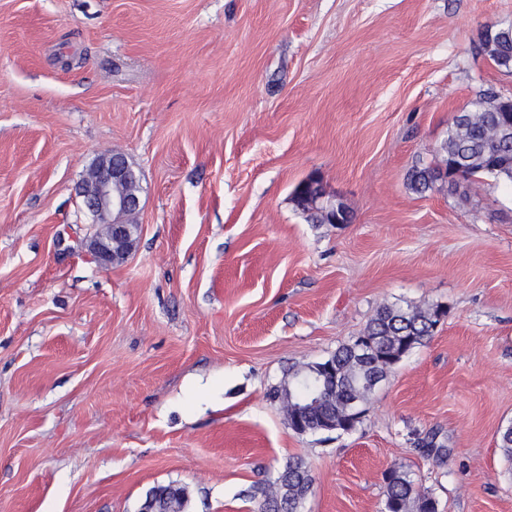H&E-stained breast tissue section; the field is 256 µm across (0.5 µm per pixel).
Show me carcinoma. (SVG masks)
Masks as SVG:
<instances>
[{"instance_id":"carcinoma-1","label":"carcinoma","mask_w":512,"mask_h":512,"mask_svg":"<svg viewBox=\"0 0 512 512\" xmlns=\"http://www.w3.org/2000/svg\"><path fill=\"white\" fill-rule=\"evenodd\" d=\"M492 38L497 50L491 59L497 66L511 70L512 23L493 26ZM494 95L492 89L478 93L469 104L467 129L449 130L448 139L441 145L439 154L458 158L459 173L464 178L485 175L512 185V137L494 134L499 125L512 122V115L485 107ZM441 172L439 161L434 164L416 161L410 170V188L419 194L433 190L440 181ZM438 308L437 304L380 307L361 335L368 350L366 358L354 356V340L340 345L332 354L336 359L338 384L336 389L327 390L311 407L310 422L332 419L339 422L353 406L367 408L375 393L368 386L370 377L385 378V370L399 361V358L385 354L382 347H395L400 336L411 337L414 349L423 345L433 335V327L438 323ZM317 367L319 363L312 362L289 368L281 385L271 390L270 399L276 402L283 395L307 399L316 388L314 373ZM384 482L386 512H437L436 499L420 491L408 471L393 468L384 474ZM311 487L308 466L297 457L287 462L274 481L256 487L249 497L257 501V512H298ZM153 491L155 502L163 512H182L187 501L184 489L167 485L155 487Z\"/></svg>"}]
</instances>
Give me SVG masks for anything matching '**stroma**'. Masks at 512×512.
<instances>
[{
    "mask_svg": "<svg viewBox=\"0 0 512 512\" xmlns=\"http://www.w3.org/2000/svg\"><path fill=\"white\" fill-rule=\"evenodd\" d=\"M512 0H0V512H254L304 458L299 512H385L411 471L439 512H512V186L423 194L455 113L512 72ZM140 233L101 268L78 195L104 153ZM346 224L309 221L310 175ZM444 304L355 430L296 434L269 397L386 304ZM435 432L434 459L415 441ZM492 38L496 42L495 55H490L495 64L506 70L512 69V23L493 26ZM448 167V158L437 160L436 163H426L423 160L415 161L410 170V188L419 194L432 191L441 178L442 162ZM151 491H155V501L150 496L143 504L141 512H156L155 502L162 512H181L187 501L185 490L173 485L155 487ZM169 491H174L175 494L171 495Z\"/></svg>",
    "mask_w": 512,
    "mask_h": 512,
    "instance_id": "1",
    "label": "stroma"
}]
</instances>
